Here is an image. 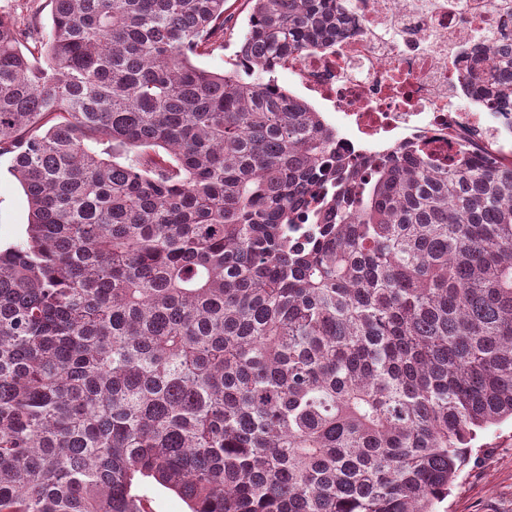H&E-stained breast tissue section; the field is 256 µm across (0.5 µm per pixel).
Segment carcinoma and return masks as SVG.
Wrapping results in <instances>:
<instances>
[{
	"label": "carcinoma",
	"mask_w": 512,
	"mask_h": 512,
	"mask_svg": "<svg viewBox=\"0 0 512 512\" xmlns=\"http://www.w3.org/2000/svg\"><path fill=\"white\" fill-rule=\"evenodd\" d=\"M0 12V512H436L512 420V160L418 143L361 164L282 89L345 0ZM458 77L512 109V37ZM302 224L322 230L301 239ZM224 8L227 21L224 23L222 47L192 59L197 67L207 71L223 72L234 67L236 51L248 28L249 7L246 0H227ZM10 156L0 157V246L14 244L25 237L29 217L27 197L9 173ZM143 495L147 512H187L186 504L172 491L158 485L144 487Z\"/></svg>",
	"instance_id": "cac0c4a2"
}]
</instances>
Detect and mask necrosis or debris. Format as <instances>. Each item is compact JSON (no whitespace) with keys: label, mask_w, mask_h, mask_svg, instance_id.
Listing matches in <instances>:
<instances>
[{"label":"necrosis or debris","mask_w":512,"mask_h":512,"mask_svg":"<svg viewBox=\"0 0 512 512\" xmlns=\"http://www.w3.org/2000/svg\"><path fill=\"white\" fill-rule=\"evenodd\" d=\"M352 30L328 49L279 62L307 94L344 114L335 149L369 160L420 140L440 157L462 144L512 157V117L462 103L456 77L474 43L512 35L497 0H348Z\"/></svg>","instance_id":"1"}]
</instances>
